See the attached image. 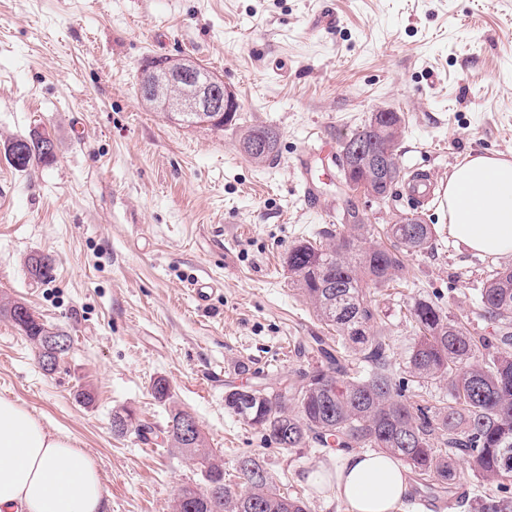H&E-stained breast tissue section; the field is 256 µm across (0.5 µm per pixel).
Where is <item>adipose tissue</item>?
I'll return each instance as SVG.
<instances>
[{"instance_id":"obj_1","label":"adipose tissue","mask_w":512,"mask_h":512,"mask_svg":"<svg viewBox=\"0 0 512 512\" xmlns=\"http://www.w3.org/2000/svg\"><path fill=\"white\" fill-rule=\"evenodd\" d=\"M442 196L457 246L488 257L512 254V158L467 156ZM336 457L334 473L315 466L305 479L333 481L349 512H396L411 498L412 481L390 456L340 450ZM104 502L95 462L23 405L0 397V512H104Z\"/></svg>"}]
</instances>
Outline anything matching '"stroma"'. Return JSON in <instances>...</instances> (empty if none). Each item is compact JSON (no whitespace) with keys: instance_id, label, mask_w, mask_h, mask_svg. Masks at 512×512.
<instances>
[{"instance_id":"stroma-1","label":"stroma","mask_w":512,"mask_h":512,"mask_svg":"<svg viewBox=\"0 0 512 512\" xmlns=\"http://www.w3.org/2000/svg\"><path fill=\"white\" fill-rule=\"evenodd\" d=\"M321 1L0 0V149L37 124L58 145L53 162L24 171L0 152V298L25 302L71 338L48 374L0 318V396L96 460L107 512H170L184 486L202 482L159 441L168 421L151 394L159 377L227 475L256 455L309 512H349L335 491L304 480L317 465L335 470L330 450L278 447L224 407L231 387H270L319 366L309 346L328 330L285 258L348 207L379 228L417 212L435 229L432 248L407 258L412 284L377 296L397 378L415 339L408 304L424 298L465 318L489 272L512 265V255L455 246L441 202L417 206L406 182L376 200L346 192L338 163L297 167L321 143L340 148L381 108L404 119L402 171L437 185L468 154L511 155L512 0H325L340 23L315 34ZM176 54L223 77L244 124L277 132L271 160L250 162L234 127L179 126L143 104L146 60ZM34 253L53 258L50 279L28 275ZM197 279L221 286L208 306L191 291ZM81 385L93 405L76 402ZM122 406L155 441L113 433Z\"/></svg>"}]
</instances>
